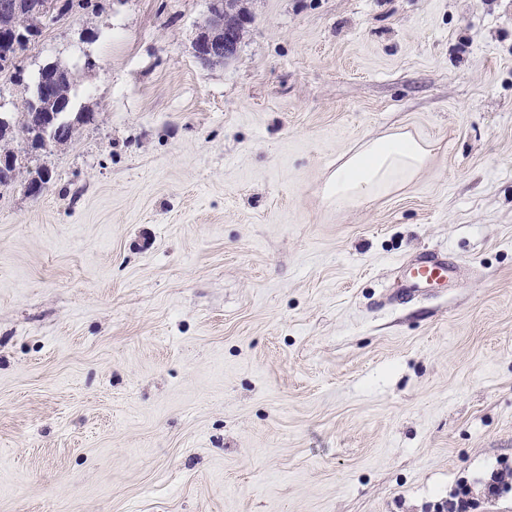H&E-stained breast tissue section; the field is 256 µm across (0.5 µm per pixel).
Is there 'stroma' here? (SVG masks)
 <instances>
[{
  "label": "stroma",
  "instance_id": "stroma-1",
  "mask_svg": "<svg viewBox=\"0 0 512 512\" xmlns=\"http://www.w3.org/2000/svg\"><path fill=\"white\" fill-rule=\"evenodd\" d=\"M241 4L223 63L207 0H88L0 74L95 115L0 186V512H512V0ZM400 130L421 172L329 204ZM252 18L234 0L208 1V14L194 41L195 56L203 64L232 59L239 48L243 29ZM431 149L410 132L367 141L329 175L327 197L342 207L388 195L424 168ZM448 257L428 252L415 260L411 268V281L414 285L430 284L447 276L450 271Z\"/></svg>",
  "mask_w": 512,
  "mask_h": 512
}]
</instances>
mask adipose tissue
<instances>
[{"mask_svg": "<svg viewBox=\"0 0 512 512\" xmlns=\"http://www.w3.org/2000/svg\"><path fill=\"white\" fill-rule=\"evenodd\" d=\"M430 153L429 143L408 132L365 142L329 175L326 194L339 207L390 194L424 168Z\"/></svg>", "mask_w": 512, "mask_h": 512, "instance_id": "obj_1", "label": "adipose tissue"}]
</instances>
